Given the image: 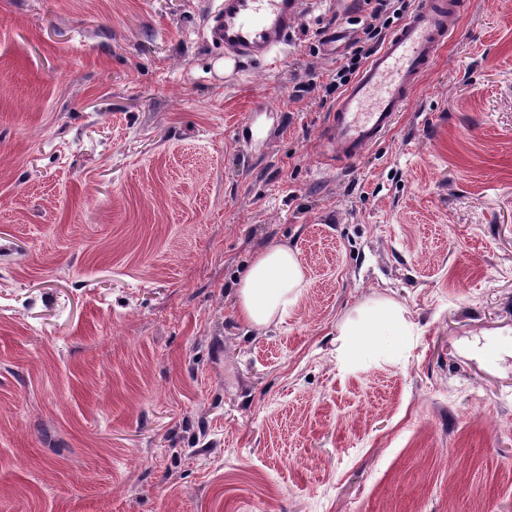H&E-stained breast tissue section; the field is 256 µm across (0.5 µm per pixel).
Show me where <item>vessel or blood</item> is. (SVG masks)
I'll return each mask as SVG.
<instances>
[{
	"instance_id": "b4317fda",
	"label": "vessel or blood",
	"mask_w": 512,
	"mask_h": 512,
	"mask_svg": "<svg viewBox=\"0 0 512 512\" xmlns=\"http://www.w3.org/2000/svg\"><path fill=\"white\" fill-rule=\"evenodd\" d=\"M460 0H416L336 102L329 142L337 159L357 158L396 125L411 92L453 35ZM307 0H217L207 39L239 62L263 59L294 31Z\"/></svg>"
}]
</instances>
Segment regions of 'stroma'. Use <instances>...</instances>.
Wrapping results in <instances>:
<instances>
[{
	"mask_svg": "<svg viewBox=\"0 0 512 512\" xmlns=\"http://www.w3.org/2000/svg\"><path fill=\"white\" fill-rule=\"evenodd\" d=\"M212 0H0V512H512V0L337 163L363 0L225 65ZM297 253L256 329L238 279ZM389 298L409 346L338 361ZM306 281L297 255L283 246L256 255L238 286V314L252 327H264L298 301Z\"/></svg>",
	"mask_w": 512,
	"mask_h": 512,
	"instance_id": "stroma-1",
	"label": "stroma"
}]
</instances>
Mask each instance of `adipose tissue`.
I'll return each mask as SVG.
<instances>
[{"instance_id": "ef3b65f1", "label": "adipose tissue", "mask_w": 512, "mask_h": 512, "mask_svg": "<svg viewBox=\"0 0 512 512\" xmlns=\"http://www.w3.org/2000/svg\"><path fill=\"white\" fill-rule=\"evenodd\" d=\"M305 285L296 254L283 246L269 247L256 255L239 283L238 314L251 326H267L296 304ZM410 334L404 309L391 299H379L341 324L338 357L345 364L358 361L376 350L385 336L403 347Z\"/></svg>"}]
</instances>
